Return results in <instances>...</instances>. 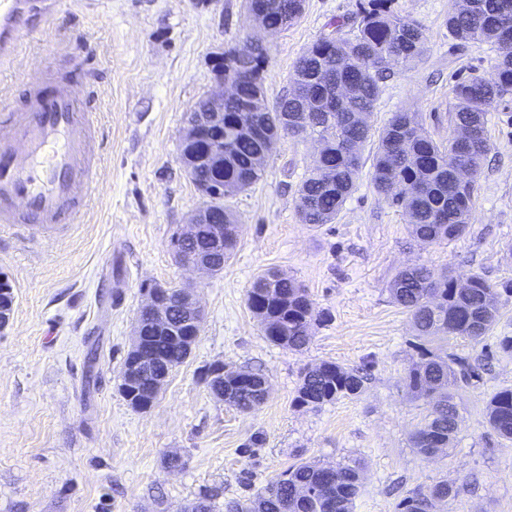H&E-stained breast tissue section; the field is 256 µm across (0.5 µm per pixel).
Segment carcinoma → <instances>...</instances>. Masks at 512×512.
<instances>
[{
  "label": "carcinoma",
  "instance_id": "cac0c4a2",
  "mask_svg": "<svg viewBox=\"0 0 512 512\" xmlns=\"http://www.w3.org/2000/svg\"><path fill=\"white\" fill-rule=\"evenodd\" d=\"M393 3L359 0L355 17L329 22L328 31L296 61L291 74L304 95L291 99L285 94L267 112L245 111L251 93L264 86L267 57L258 55L245 62L248 76L240 84L239 96L224 105V172L203 166L199 180H222L241 192L263 177L264 167L256 164V158L265 150V139L234 135L237 125L257 116L272 134L282 130L318 141L319 163L299 188V219L316 227L331 224L356 188L364 166L363 146L376 135L371 183L379 196L402 212L409 235L428 245L447 244L465 235L475 204V176L489 150V112L512 96V27L504 26L506 16L512 17V0H467L448 13V33L457 45L480 42L499 50L490 76L459 78L452 86L450 122L457 130H479L466 151L454 137L446 144L435 141L421 131L409 112L395 113L377 134L370 123H359L360 114L373 112L381 94L380 81L391 71L383 63V55L399 47V65L404 67L424 49L419 23L398 13ZM251 7L264 25L279 30L294 24L303 12L301 0H254ZM335 82L354 87V94L345 101L333 98L331 84ZM461 167L472 172V179L464 184L456 177ZM273 275L266 271L254 279L247 292L248 307L271 318L273 332L265 333L269 342L300 351L309 343L320 312L302 284ZM500 290L512 294V283L498 290L480 273L459 279L446 271L436 277L425 265L402 269L389 283L391 299L410 314L418 335L472 341L486 336L499 321L500 309L488 303V297ZM147 344V353L154 356L159 370L172 372L186 360L172 336H150ZM247 374L254 391L228 405L254 411L266 401L255 390L266 376L258 370ZM476 377L470 357L458 353L442 358L424 351L420 361L409 368L405 378L408 392L431 406L411 437L420 454H429L432 441L448 444L456 437L462 424L456 391ZM365 379L362 368L322 362L302 373L296 403L316 409L342 397H357L364 391ZM485 417L499 437L512 440L511 388L491 394ZM360 487L358 461L337 466L298 462L237 508L240 512H352ZM452 493L446 482L427 491L414 490L401 501V512H425L427 496L449 497Z\"/></svg>",
  "mask_w": 512,
  "mask_h": 512
}]
</instances>
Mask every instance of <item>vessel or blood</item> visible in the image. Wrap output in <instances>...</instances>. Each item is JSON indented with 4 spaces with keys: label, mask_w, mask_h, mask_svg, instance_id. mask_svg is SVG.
<instances>
[{
    "label": "vessel or blood",
    "mask_w": 512,
    "mask_h": 512,
    "mask_svg": "<svg viewBox=\"0 0 512 512\" xmlns=\"http://www.w3.org/2000/svg\"><path fill=\"white\" fill-rule=\"evenodd\" d=\"M56 0H0V63ZM94 93L51 67L25 74L19 104L0 108V224L49 229L77 223L96 192Z\"/></svg>",
    "instance_id": "1"
}]
</instances>
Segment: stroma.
I'll list each match as a JSON object with an SVG mask.
<instances>
[{
  "mask_svg": "<svg viewBox=\"0 0 512 512\" xmlns=\"http://www.w3.org/2000/svg\"><path fill=\"white\" fill-rule=\"evenodd\" d=\"M71 0L45 28L22 39L0 65V105L23 73L53 56L74 68L94 55L95 122L103 131L98 192L79 223L50 232L0 225V275L15 295L11 326L0 333V512H182L207 490L214 512H234L296 462L360 461L353 512H399L408 492L440 482L458 493L435 512H512V441L484 417L488 397L512 388V356L486 357L497 337L512 336V295H498L502 317L480 342L418 337L388 284L405 266L433 273H482L512 282V98L488 117V153L476 177L470 231L451 244L424 245L400 211L361 174L334 223L316 228L298 217V189L318 146L283 137L260 181L225 197L239 219L221 273L201 277L171 245L202 197L179 162L186 112L214 84L213 54L243 45L250 33L245 0ZM358 0H305L299 20L267 36V102L289 87L297 59L335 17ZM457 0H395L418 21L425 48L381 85L374 130L394 113H418L438 141L453 133L455 76L489 75L498 50L456 48L446 20ZM276 270L301 283L323 315L300 352L270 343L247 305L252 281ZM193 283L205 310L200 336L157 402L132 409L119 392L133 325L148 285ZM475 360L478 381L457 392L460 432L435 457L420 455L411 434L429 412L405 387L422 349ZM332 361L367 367L364 392L311 410L294 399L304 368ZM220 362L256 369L268 400L249 413L215 398L202 371ZM183 468L170 470L168 456Z\"/></svg>",
  "mask_w": 512,
  "mask_h": 512,
  "instance_id": "obj_1",
  "label": "stroma"
}]
</instances>
